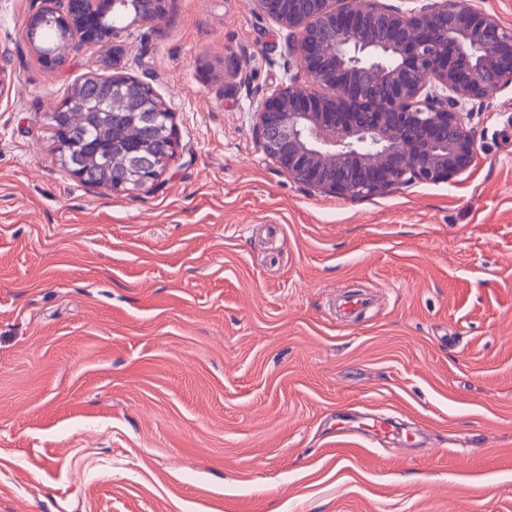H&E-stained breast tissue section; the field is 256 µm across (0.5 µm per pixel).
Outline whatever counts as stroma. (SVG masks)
Masks as SVG:
<instances>
[{"instance_id":"1","label":"stroma","mask_w":512,"mask_h":512,"mask_svg":"<svg viewBox=\"0 0 512 512\" xmlns=\"http://www.w3.org/2000/svg\"><path fill=\"white\" fill-rule=\"evenodd\" d=\"M41 0H0V512H512V86L469 103L478 157L357 200L266 156L285 33L252 0H167L122 66L175 158L115 194L71 176ZM372 304L336 313L344 291ZM347 407L421 443L333 438Z\"/></svg>"}]
</instances>
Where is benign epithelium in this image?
I'll return each instance as SVG.
<instances>
[{
	"instance_id": "7a95c632",
	"label": "benign epithelium",
	"mask_w": 512,
	"mask_h": 512,
	"mask_svg": "<svg viewBox=\"0 0 512 512\" xmlns=\"http://www.w3.org/2000/svg\"><path fill=\"white\" fill-rule=\"evenodd\" d=\"M287 33L288 57L304 72L266 95L255 112L263 151L310 188L354 199L398 186L451 180L477 157L468 102L512 84V31L465 0H437L429 10L380 0H253ZM151 23L166 0H45L25 26L37 62L62 67L71 51L110 45L108 71L77 83L53 111L65 167L79 182L102 187L91 165L94 140L69 146L65 113L103 114V96L129 105L124 119L142 130L127 139L112 118V156L120 176L109 190L141 189L176 155L174 112L153 86L116 67L123 27L97 23L106 9ZM44 24L58 28L48 47Z\"/></svg>"
}]
</instances>
